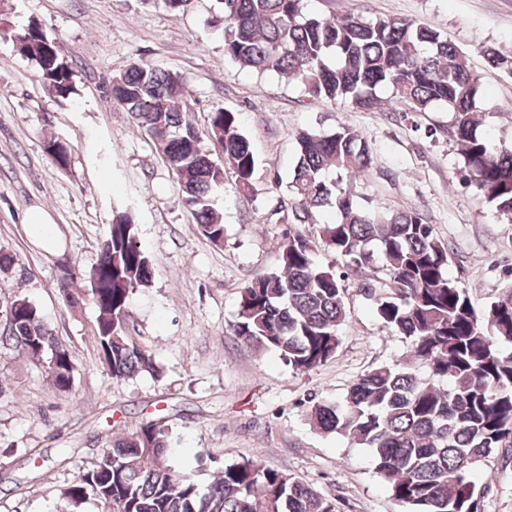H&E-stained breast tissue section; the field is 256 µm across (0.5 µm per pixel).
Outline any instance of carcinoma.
Returning a JSON list of instances; mask_svg holds the SVG:
<instances>
[{
    "label": "carcinoma",
    "instance_id": "cac0c4a2",
    "mask_svg": "<svg viewBox=\"0 0 512 512\" xmlns=\"http://www.w3.org/2000/svg\"><path fill=\"white\" fill-rule=\"evenodd\" d=\"M216 2L210 25L223 37L224 55L242 68L286 74L320 103L382 112L378 91L384 90L406 106L405 116L448 112L462 181L512 220V145L496 143L481 128L480 77L445 33L401 17L315 16L305 12L303 0ZM16 40L56 96L75 94L66 55L39 25H28ZM484 57L489 68L512 75V53L489 46ZM112 100L162 152L200 232L216 245L224 242V186L231 180L236 192H252L257 168L237 113H209V150L189 118L191 95L180 76L143 62L112 78ZM296 146L286 221L315 224L318 210L332 209L334 220L319 225L317 236L351 270L382 262L389 282L366 291L379 321L410 345L409 359L362 374L343 399H310L311 419L371 449L375 472L406 512H481L488 486L475 481V471L498 449L512 447V289L477 314L448 276V245L420 212L358 206L349 182L370 173L375 161L357 130L339 123L302 131ZM137 235L128 213L113 215L86 275L98 312L97 356L117 379L158 374L154 355L127 333L131 297L156 274ZM76 278V264L65 263L57 288L70 305L82 300L72 288ZM342 281L316 262L311 239L290 232L281 269L240 291L233 335L278 353L296 373L310 372L341 344L348 318ZM6 318L0 345L39 361L56 391L72 392L73 356L36 306L19 298ZM169 448V428L160 419L112 437L61 491L60 512H83L90 499L101 512H336V499L250 459L224 466L201 486L165 463Z\"/></svg>",
    "mask_w": 512,
    "mask_h": 512
}]
</instances>
